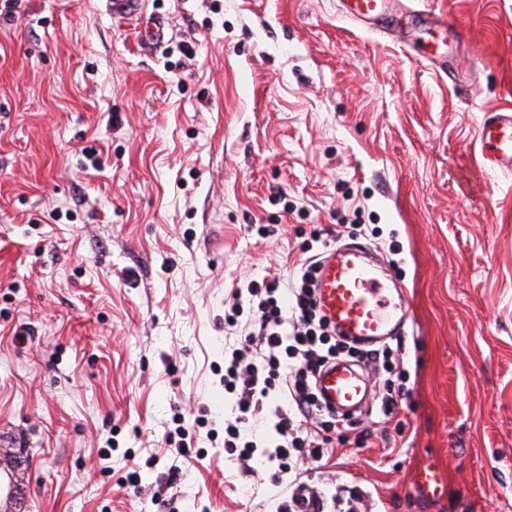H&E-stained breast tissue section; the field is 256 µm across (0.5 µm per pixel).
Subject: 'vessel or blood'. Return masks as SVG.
<instances>
[{
	"label": "vessel or blood",
	"mask_w": 512,
	"mask_h": 512,
	"mask_svg": "<svg viewBox=\"0 0 512 512\" xmlns=\"http://www.w3.org/2000/svg\"><path fill=\"white\" fill-rule=\"evenodd\" d=\"M339 14L371 31L394 29L392 0H338ZM483 158L491 167L512 173V110L486 113L479 127ZM385 263L362 243L331 247L319 263L317 305L337 330L362 345L401 335L409 318L406 300H392L384 287ZM323 405L342 412L368 407L371 385L365 373L347 363L327 366L318 378Z\"/></svg>",
	"instance_id": "b4317fda"
}]
</instances>
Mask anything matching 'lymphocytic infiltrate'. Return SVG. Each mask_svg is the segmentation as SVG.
<instances>
[{
	"label": "lymphocytic infiltrate",
	"instance_id": "f902f5d3",
	"mask_svg": "<svg viewBox=\"0 0 512 512\" xmlns=\"http://www.w3.org/2000/svg\"><path fill=\"white\" fill-rule=\"evenodd\" d=\"M317 263L305 259L300 267V284L293 288L291 306H284L279 280L265 281L248 292H233L224 322L243 326L244 336L224 358V390L234 400V416L224 422V449L239 462L253 458L258 449L245 431L251 420L272 406L274 429L280 437L268 461L279 470L290 469L294 454L321 460L334 444H346L349 431L334 411L322 407L313 387L314 378L331 361L348 356L365 366L382 369L384 395L380 412L392 421L398 412L402 383L408 372L403 345L383 344L367 349L337 335L320 315L313 290ZM251 310L246 324H239L243 310ZM280 392L282 404L269 403L272 392Z\"/></svg>",
	"mask_w": 512,
	"mask_h": 512
}]
</instances>
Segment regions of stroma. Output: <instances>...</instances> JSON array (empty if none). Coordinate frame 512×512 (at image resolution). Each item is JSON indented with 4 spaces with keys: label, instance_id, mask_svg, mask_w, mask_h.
I'll return each mask as SVG.
<instances>
[{
    "label": "stroma",
    "instance_id": "stroma-1",
    "mask_svg": "<svg viewBox=\"0 0 512 512\" xmlns=\"http://www.w3.org/2000/svg\"><path fill=\"white\" fill-rule=\"evenodd\" d=\"M427 7L465 35L445 75ZM396 8L381 36L336 0H140L166 23L147 47L112 0H0V452L26 488L0 471V512H279L297 480L367 512H512V174L477 163L512 108V0ZM338 238L407 290L404 431L371 412L275 480L195 423L231 413L225 302ZM443 473L433 465H427L420 469L415 476V487L422 493H430L435 495L436 491L443 485Z\"/></svg>",
    "mask_w": 512,
    "mask_h": 512
}]
</instances>
